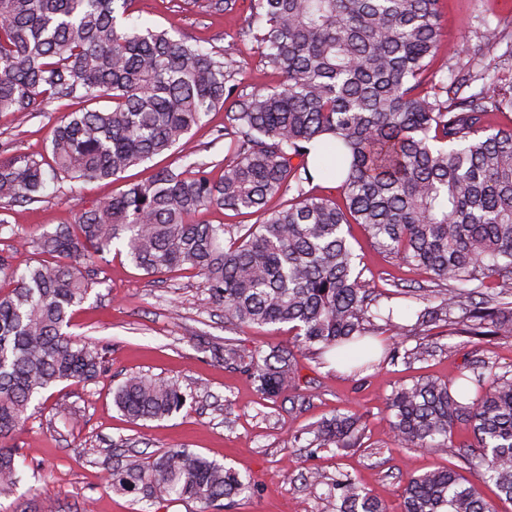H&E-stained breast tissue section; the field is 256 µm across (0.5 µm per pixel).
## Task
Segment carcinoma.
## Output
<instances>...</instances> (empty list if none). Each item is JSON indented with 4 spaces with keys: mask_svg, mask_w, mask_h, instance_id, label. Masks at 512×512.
<instances>
[{
    "mask_svg": "<svg viewBox=\"0 0 512 512\" xmlns=\"http://www.w3.org/2000/svg\"><path fill=\"white\" fill-rule=\"evenodd\" d=\"M130 0H0V114L40 112L50 99L112 107L70 112L53 129L50 160L0 159V200L33 202L46 170L71 181H119L131 167L185 150L204 116L224 110L232 164L216 180L207 164L161 167L76 224L44 231L37 248L54 258L23 269L0 259V496L19 483L12 434L54 386L91 380L105 355L67 332L94 282L83 269L112 248L160 276L189 268L238 328L289 324L297 347L375 366L365 343L406 330L393 310L372 311L357 226L371 246L453 282L417 313L415 326L444 323L482 336H512V96L496 74L429 73L442 40L441 0H250L247 35L279 85L234 96L232 53L207 50L165 29L126 24ZM238 0H205L232 12ZM323 141L331 163H310ZM339 179L342 203L305 190ZM279 198L276 209L269 202ZM214 209L258 214L252 225L211 224ZM383 324L375 323V320ZM224 362L249 373L257 391L304 401L291 349L241 352ZM423 376L385 396L386 424L402 448H473L467 465L512 504V371ZM187 394L177 382L132 375L114 390L127 417L162 419ZM465 422L471 437L457 436ZM366 424L336 412L311 428L308 447H362ZM325 485L328 512H387L364 485L309 475ZM113 492L151 505L172 499L207 507L252 489L232 468L185 449L112 468ZM401 512H496L451 468L407 479Z\"/></svg>",
    "mask_w": 512,
    "mask_h": 512,
    "instance_id": "cac0c4a2",
    "label": "carcinoma"
}]
</instances>
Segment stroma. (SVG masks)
Returning <instances> with one entry per match:
<instances>
[{
	"instance_id": "1",
	"label": "stroma",
	"mask_w": 512,
	"mask_h": 512,
	"mask_svg": "<svg viewBox=\"0 0 512 512\" xmlns=\"http://www.w3.org/2000/svg\"><path fill=\"white\" fill-rule=\"evenodd\" d=\"M249 0L235 12L212 15L192 0H132L130 23L165 29L203 48L240 49L248 61L235 76L240 93L276 86L280 77L264 67L245 31ZM499 26L500 42L473 57L486 24ZM444 40L457 55L440 50L434 69H495L503 90L512 95V0H443ZM75 101H48L40 112L0 115V155L47 153L53 125L78 110ZM195 160L209 163L221 176L230 159L224 149V115L212 112L189 134ZM121 184L109 180L73 182L48 178L38 201H0V256L12 267L38 260L39 235L61 224L77 223L81 211L110 199ZM352 245L363 258L367 288L381 293L382 308H393L411 323L416 294L431 287L429 274L378 253L362 232ZM94 289L72 315L73 334L107 350L104 373L88 382H64L47 392L24 427L11 439L23 479L15 493L0 498V512H142L132 496L106 484L112 466L144 461L170 449L203 454L248 477L254 490L230 504L201 508L193 501L166 503L159 512H325L309 487L310 472L333 478L346 474L370 488L389 508L400 512L409 475L437 467L462 468L457 452L444 448H399L383 419L384 397L394 387L422 375L455 378L480 362L512 371V336H472L433 324L418 333L376 336L379 365L352 372L334 353L297 352L306 403L289 395L269 400L259 395L250 376L224 362V341L246 352L262 347L290 348L288 326L237 329L224 321L194 271L149 277L125 253L111 251L91 273ZM426 348L425 359L410 354ZM146 373L176 381L187 394L185 406L161 420H133L113 401L127 377ZM362 414V447L348 451L293 447L295 434L308 431L336 410Z\"/></svg>"
}]
</instances>
